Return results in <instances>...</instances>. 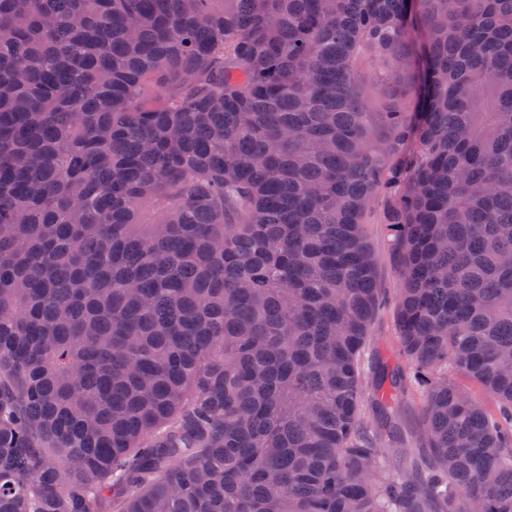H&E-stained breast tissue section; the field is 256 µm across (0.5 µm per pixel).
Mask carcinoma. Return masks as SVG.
Masks as SVG:
<instances>
[{
    "label": "carcinoma",
    "instance_id": "cac0c4a2",
    "mask_svg": "<svg viewBox=\"0 0 512 512\" xmlns=\"http://www.w3.org/2000/svg\"><path fill=\"white\" fill-rule=\"evenodd\" d=\"M0 512H512V0H0ZM358 73L364 77L368 88V106L375 112L391 97L399 96L400 88L395 84L406 85L410 79L408 68H401L397 72V79H386L378 64L369 56H361L357 64ZM388 206L386 196L373 200L363 215L364 232L377 260L378 287L395 297L400 288L396 262L391 252L385 228V214ZM396 329L393 319V305L381 309L372 322L369 330L366 355L369 359L381 355L386 357L396 353ZM392 406V412L400 428V440L397 443L411 440L420 432L422 427L421 412L417 401L401 400Z\"/></svg>",
    "mask_w": 512,
    "mask_h": 512
}]
</instances>
